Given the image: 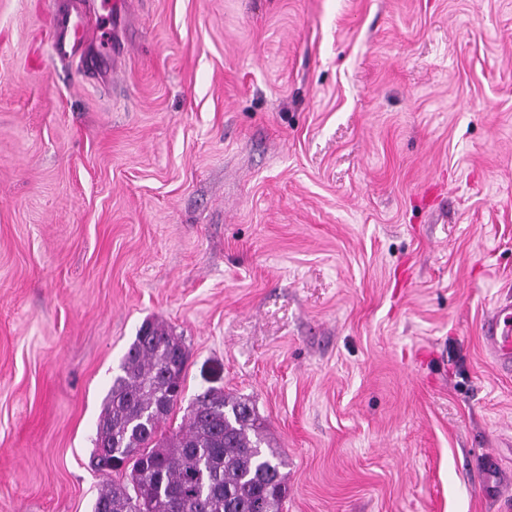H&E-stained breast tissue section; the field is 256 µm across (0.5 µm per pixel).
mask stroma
I'll list each match as a JSON object with an SVG mask.
<instances>
[{"instance_id":"35a3bbf8","label":"stroma","mask_w":512,"mask_h":512,"mask_svg":"<svg viewBox=\"0 0 512 512\" xmlns=\"http://www.w3.org/2000/svg\"><path fill=\"white\" fill-rule=\"evenodd\" d=\"M58 8L0 0V512H91L148 319L282 512H512V0H121L68 62ZM483 339L501 370H512V305H498L483 323Z\"/></svg>"}]
</instances>
